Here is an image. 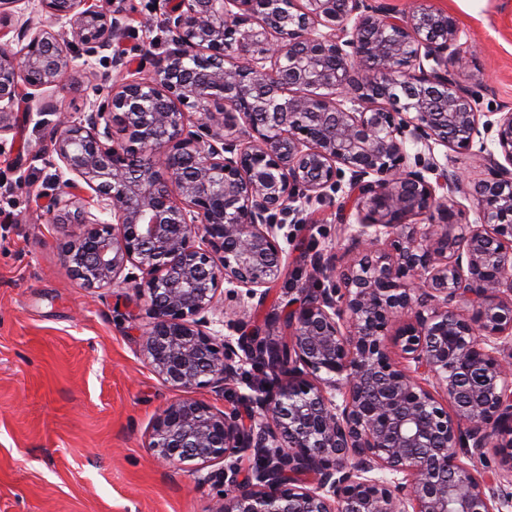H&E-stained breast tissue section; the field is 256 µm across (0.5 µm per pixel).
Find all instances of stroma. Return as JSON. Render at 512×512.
<instances>
[{"label": "stroma", "instance_id": "35a3bbf8", "mask_svg": "<svg viewBox=\"0 0 512 512\" xmlns=\"http://www.w3.org/2000/svg\"><path fill=\"white\" fill-rule=\"evenodd\" d=\"M427 3L460 22L470 64L456 78L478 89V111L512 110V0ZM112 77L93 59L49 97L76 116ZM44 120L15 112L13 133L0 137V512H211L220 491L208 467L160 463L148 447L154 418L181 393L145 359L146 300L116 286L85 288L62 253L80 225L41 218L64 181L36 157ZM342 202L287 225L288 273L263 302L249 301L251 325L281 316L288 292L314 283L313 253L349 261Z\"/></svg>", "mask_w": 512, "mask_h": 512}]
</instances>
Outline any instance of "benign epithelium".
I'll use <instances>...</instances> for the list:
<instances>
[{
    "mask_svg": "<svg viewBox=\"0 0 512 512\" xmlns=\"http://www.w3.org/2000/svg\"><path fill=\"white\" fill-rule=\"evenodd\" d=\"M21 2L0 0V137L18 104L51 111L45 92L76 60L116 73L48 131V164L69 178L43 220L85 225L63 246L69 273L147 298L143 348L165 383L254 392L250 425L234 407L172 401L154 457L218 466L215 512L511 508L512 112L478 111L456 79L457 17L420 2L153 0L154 53L137 42L135 0H36L28 15ZM437 146L488 171L472 222ZM344 181L356 258L315 262L285 343L275 319L246 330L232 317L217 339L211 316L246 314L285 274L292 204L330 201ZM490 451L500 467L482 472Z\"/></svg>",
    "mask_w": 512,
    "mask_h": 512,
    "instance_id": "7a95c632",
    "label": "benign epithelium"
}]
</instances>
